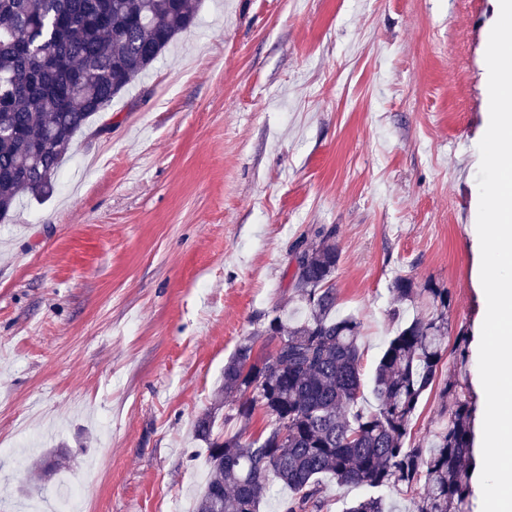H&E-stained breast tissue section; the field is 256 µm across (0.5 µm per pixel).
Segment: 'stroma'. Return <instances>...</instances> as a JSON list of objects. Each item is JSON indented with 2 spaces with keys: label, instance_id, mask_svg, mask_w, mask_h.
I'll return each instance as SVG.
<instances>
[{
  "label": "stroma",
  "instance_id": "35a3bbf8",
  "mask_svg": "<svg viewBox=\"0 0 512 512\" xmlns=\"http://www.w3.org/2000/svg\"><path fill=\"white\" fill-rule=\"evenodd\" d=\"M496 0H201L79 133L53 194L0 220V512H189L194 423L335 227L340 314L371 378L401 274L484 299L470 232Z\"/></svg>",
  "mask_w": 512,
  "mask_h": 512
}]
</instances>
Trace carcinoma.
I'll return each instance as SVG.
<instances>
[{"mask_svg":"<svg viewBox=\"0 0 512 512\" xmlns=\"http://www.w3.org/2000/svg\"><path fill=\"white\" fill-rule=\"evenodd\" d=\"M195 0H0V219L23 197H45L63 156L90 119L142 76L195 21ZM298 307L274 315L224 363V398H235L208 444V479L195 512H260L271 484L289 490L282 512H330L324 479L362 487L346 512H394L385 491L417 492L412 512H469L475 408L467 390L470 337H455L459 366L437 383L448 338V289L398 275L391 284L399 322L379 357L365 407L361 322L336 312L335 230L294 246ZM275 343L255 354L260 338ZM438 388L446 420L427 441H408L424 395ZM272 427L244 438L256 412Z\"/></svg>","mask_w":512,"mask_h":512,"instance_id":"carcinoma-1","label":"carcinoma"}]
</instances>
